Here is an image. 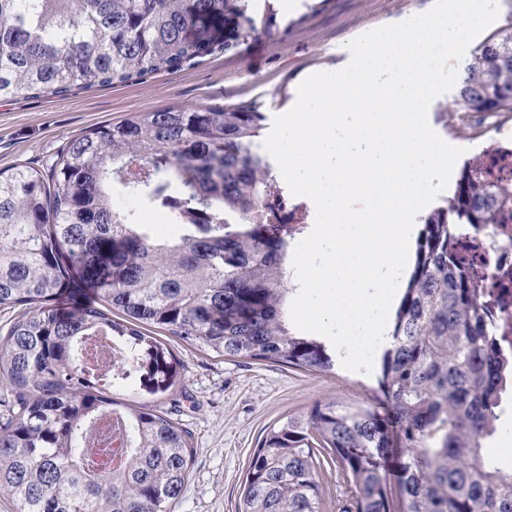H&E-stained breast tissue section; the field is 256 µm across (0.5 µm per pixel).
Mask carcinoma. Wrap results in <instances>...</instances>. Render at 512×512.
Instances as JSON below:
<instances>
[{
	"label": "carcinoma",
	"instance_id": "carcinoma-1",
	"mask_svg": "<svg viewBox=\"0 0 512 512\" xmlns=\"http://www.w3.org/2000/svg\"><path fill=\"white\" fill-rule=\"evenodd\" d=\"M258 0H0V97H65L128 84L237 49ZM454 106L512 112V27L473 54ZM255 102L167 107L71 139L47 172L0 171V489L15 512H171L187 485L191 435L163 411L128 412L131 448L110 476L84 468L86 426L113 405V375L153 356L154 392L178 385L172 352L144 326L217 358L309 372L334 360L288 326V199L259 149ZM464 165L452 198L424 218L369 404L317 402L267 428L249 459L238 512H321V459L339 464L355 512H512V475L487 453L512 355L490 327L482 276L456 244L500 221L503 186ZM168 209L159 238L115 209L112 186ZM94 292L90 301L86 290ZM122 320L112 319L114 312ZM85 336L129 352L82 360Z\"/></svg>",
	"mask_w": 512,
	"mask_h": 512
}]
</instances>
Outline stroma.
I'll return each mask as SVG.
<instances>
[{
	"label": "stroma",
	"mask_w": 512,
	"mask_h": 512,
	"mask_svg": "<svg viewBox=\"0 0 512 512\" xmlns=\"http://www.w3.org/2000/svg\"><path fill=\"white\" fill-rule=\"evenodd\" d=\"M271 2L275 16L246 44L177 73L63 98L0 100V170L46 169L69 140L168 106L254 101L275 117L292 107L306 75L348 64V42L426 12L434 0H301L295 9L289 0ZM454 98L446 93L428 110L429 124L446 142L473 155L498 130L512 132V112H455ZM165 343L179 364L176 394H155L140 383L113 390L112 398L123 406L159 405L189 431L194 448L190 479L172 512H236L248 459L267 426L318 401L366 402L378 387L376 374L339 364L311 373L248 357L222 360L175 337Z\"/></svg>",
	"instance_id": "stroma-1"
}]
</instances>
